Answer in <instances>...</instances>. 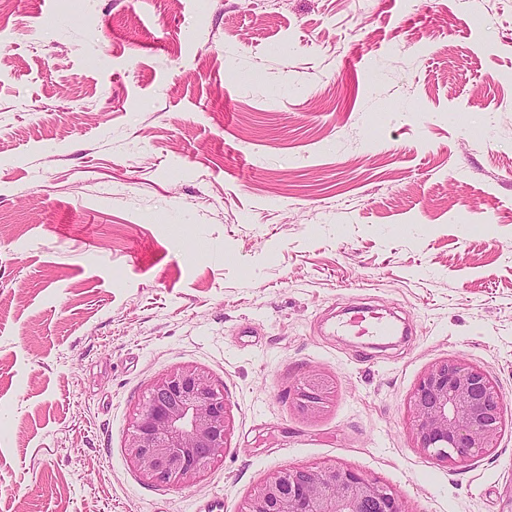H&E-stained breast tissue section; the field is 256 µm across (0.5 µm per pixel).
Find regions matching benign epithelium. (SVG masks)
<instances>
[{
	"instance_id": "7a95c632",
	"label": "benign epithelium",
	"mask_w": 512,
	"mask_h": 512,
	"mask_svg": "<svg viewBox=\"0 0 512 512\" xmlns=\"http://www.w3.org/2000/svg\"><path fill=\"white\" fill-rule=\"evenodd\" d=\"M326 382L309 375L295 390L298 409L320 412ZM414 447L448 466L498 447L503 399L497 381L459 358L429 366L408 397ZM232 417L223 391L197 367L158 377L137 410L127 454L157 484L181 486L201 476L227 448ZM245 512H405L397 494L344 465L294 467L270 474Z\"/></svg>"
}]
</instances>
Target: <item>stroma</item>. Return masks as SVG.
<instances>
[{
    "label": "stroma",
    "mask_w": 512,
    "mask_h": 512,
    "mask_svg": "<svg viewBox=\"0 0 512 512\" xmlns=\"http://www.w3.org/2000/svg\"><path fill=\"white\" fill-rule=\"evenodd\" d=\"M362 304L411 336L321 331ZM446 358L507 421L454 467L407 414ZM183 365L233 430L157 485L132 417ZM336 463L406 512H512V0H0V512H244ZM326 387V382L319 373L309 375L303 384L295 390L298 409L310 416L319 413L327 390Z\"/></svg>",
    "instance_id": "obj_1"
}]
</instances>
